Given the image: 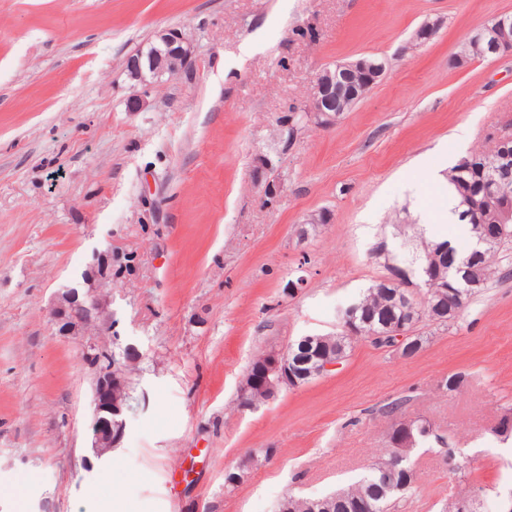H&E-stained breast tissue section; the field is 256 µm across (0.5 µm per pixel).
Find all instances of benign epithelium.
I'll return each instance as SVG.
<instances>
[{
	"instance_id": "1",
	"label": "benign epithelium",
	"mask_w": 512,
	"mask_h": 512,
	"mask_svg": "<svg viewBox=\"0 0 512 512\" xmlns=\"http://www.w3.org/2000/svg\"><path fill=\"white\" fill-rule=\"evenodd\" d=\"M512 24V17H496L487 31L492 36L490 51L493 57L512 55V42L500 40L496 31ZM434 21H426L415 31L412 43L421 45L437 32ZM196 67V50L186 32L171 28L159 32L151 48L130 55L126 72L131 80L144 83L149 75H173ZM386 71L383 63L364 57L355 61L338 62L324 67L314 95L301 106L304 118L316 127L326 129L336 124V109L349 111L371 88L378 84ZM107 268L85 276L87 288L83 291L68 288L59 293L50 311L52 324L61 336H86L82 356L96 369L92 395L90 424L94 456L101 458L116 447L125 430V416L130 408L128 368L134 363L137 348L129 344L122 350V359H116L109 344L98 340L112 332L110 297L103 291V282L109 279L108 266L112 255L106 256ZM257 361L263 368V377L241 380L238 392L246 395L260 391L274 399L281 389H295L307 381L324 376L336 369L339 362L328 357L304 358L295 354L292 345L281 350L260 354Z\"/></svg>"
}]
</instances>
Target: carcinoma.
<instances>
[{
    "label": "carcinoma",
    "mask_w": 512,
    "mask_h": 512,
    "mask_svg": "<svg viewBox=\"0 0 512 512\" xmlns=\"http://www.w3.org/2000/svg\"><path fill=\"white\" fill-rule=\"evenodd\" d=\"M460 63L490 58L488 41L480 32L473 33L458 53ZM512 141L505 144L492 136L448 170V192L456 205L457 222L469 226L475 237L485 228L494 232V240L483 251L467 253L466 262L458 264L459 252L448 240L422 239L419 248L404 258L397 248L382 240L374 248L375 255H383L384 262H401L411 278L418 277L424 267L435 271L433 287L424 289L418 300L413 292L381 279L369 286L360 298L346 306L363 331L351 336L341 330L328 341L327 352L341 361L347 357L354 343L366 340L384 347L386 342L369 336V332L384 333L402 321L411 323L413 346L405 357H414L424 346L419 334L420 324L428 321L446 324L456 319L467 307L470 298L487 288L498 270V259L504 247L512 244V221L502 224L503 209L512 207ZM396 452L392 448L373 464L354 484L333 493L313 499L290 497L293 512H311L309 503L322 505L323 512H391L397 501L413 488L416 473L404 458L395 468L384 464Z\"/></svg>",
    "instance_id": "cac0c4a2"
}]
</instances>
